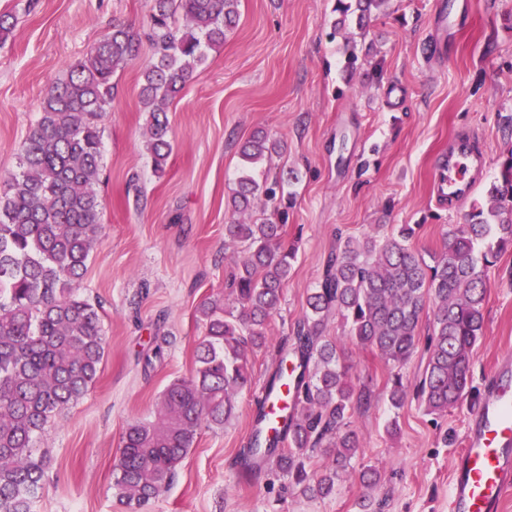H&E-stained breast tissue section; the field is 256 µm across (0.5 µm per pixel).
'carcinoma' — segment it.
<instances>
[{"mask_svg": "<svg viewBox=\"0 0 512 512\" xmlns=\"http://www.w3.org/2000/svg\"><path fill=\"white\" fill-rule=\"evenodd\" d=\"M239 0H152L147 32L153 57L141 73L140 100L148 113L146 149L163 174L172 151L167 104L204 61L203 48L224 45L238 21ZM388 0H336L334 34L355 25L365 35ZM140 37L115 25L74 62L66 79L42 91L39 117L19 149L17 169L0 190V512H33L47 490V461L35 438L49 420L81 400L97 381L106 354L98 307L79 293L103 229L97 191L102 168L101 121L112 103V76L136 59ZM281 145L256 132L240 150L232 214L264 198L272 210L258 224L225 225L246 253L230 288L240 315L224 298L203 303L205 327L189 377L163 391L155 419L129 425L113 471L119 501L134 510L168 487L202 425L221 427L236 414L237 396L252 381L251 357L268 344L265 328L288 281L296 251L282 244L288 212L276 205L281 182L261 181L256 168ZM487 202L446 232L448 244L432 263L409 244L415 230L401 224L386 236L345 238L312 289L293 335L278 346L279 361L255 401L253 429L236 455L242 476L256 480L274 468L313 497L336 491L360 448L353 413L371 394L349 377L328 320L341 318L355 345L402 366L420 344L427 305L434 318L425 339L427 364L415 395L430 414L448 412L468 393L474 347L483 330L486 275L512 252V150L486 189ZM170 344L153 338L145 366ZM293 391V412L271 425L268 398ZM409 386L395 374L387 386L394 408ZM336 449L332 469L316 475L307 461Z\"/></svg>", "mask_w": 512, "mask_h": 512, "instance_id": "cac0c4a2", "label": "carcinoma"}]
</instances>
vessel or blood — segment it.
<instances>
[{
	"instance_id": "b4317fda",
	"label": "vessel or blood",
	"mask_w": 512,
	"mask_h": 512,
	"mask_svg": "<svg viewBox=\"0 0 512 512\" xmlns=\"http://www.w3.org/2000/svg\"><path fill=\"white\" fill-rule=\"evenodd\" d=\"M484 152L471 140L456 139L441 158L435 179L437 200L461 206L484 170ZM512 491V364L488 381L467 418L464 446L452 470L448 512H500Z\"/></svg>"
}]
</instances>
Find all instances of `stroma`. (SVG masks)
<instances>
[{"label": "stroma", "instance_id": "obj_1", "mask_svg": "<svg viewBox=\"0 0 512 512\" xmlns=\"http://www.w3.org/2000/svg\"><path fill=\"white\" fill-rule=\"evenodd\" d=\"M442 0H390L373 18L370 53L342 73L344 39H330L336 0H239V21L220 49L207 53L170 103L172 153L156 175L145 150L147 114L140 103L149 44L117 71V92L101 123L98 185L103 230L81 294L100 303L107 349L89 392L54 416L36 446L49 458L47 491L34 512H125L112 488L126 427L155 416L159 396L188 377L204 333L199 304L225 294L243 245L226 247L224 226L236 186L240 145L258 129L284 143L271 175L295 173L286 241L296 262L267 323L269 347L254 358L250 388L221 428H201L173 482L141 512H357L369 494L377 512H448L452 463L463 446L468 412L496 364L512 359V253L487 272L483 335L470 368V394L446 415L426 414L416 398L392 409V372L378 352L359 349L339 317L327 336L344 349L356 385L371 393L350 427L361 442L335 494L309 499L269 474L247 483L234 465L252 426L255 399L319 282L339 237L377 225L411 224L413 248L441 252L445 233L485 201L486 187L512 150L501 118L512 114V0H463L452 38L439 36ZM151 0H0L16 16L0 44V175L17 166L38 118L41 92L64 79L112 25L144 31ZM472 137L487 171L459 208L432 192L439 157L456 137ZM170 337L161 362L144 369L153 337ZM396 433H388L389 423ZM380 480L364 489L362 471Z\"/></svg>", "mask_w": 512, "mask_h": 512}]
</instances>
